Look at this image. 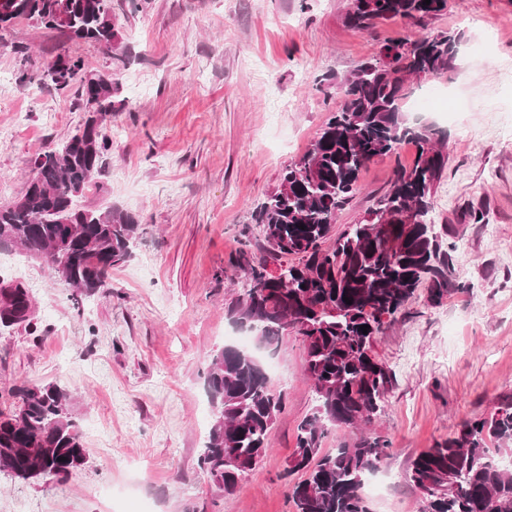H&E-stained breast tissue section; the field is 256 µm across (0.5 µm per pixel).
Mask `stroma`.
<instances>
[{
    "mask_svg": "<svg viewBox=\"0 0 512 512\" xmlns=\"http://www.w3.org/2000/svg\"><path fill=\"white\" fill-rule=\"evenodd\" d=\"M348 3L145 0L132 16L125 0H112L121 67L100 45L32 21L0 31V129L13 131L0 141V205L22 196L32 156L87 117L75 90L46 85L28 95L19 68L79 55L119 76L105 122L112 148L78 204L140 222L131 257L90 295L0 245V281L24 282L34 304L31 325L0 326V410L12 409L15 387L60 384L86 451L62 483L0 474V512H293L281 474L298 424L317 405L295 333L268 359L285 398L271 453L229 495L199 466L212 422L206 368L232 330L228 304L248 286L229 260L242 248L260 251L256 206L316 138L337 85L399 32L461 37L454 69L413 81L407 93L447 92L448 116L436 125L448 164L432 217L457 229L451 257L464 290L433 306L418 289L376 340L395 384L371 428L390 444L392 472L389 489L368 495L373 512H420L411 460L512 391V137L502 131L512 109L503 78L512 69V0H448L426 27L396 21L370 32L345 26ZM414 155L405 144L372 162L337 229L356 223Z\"/></svg>",
    "mask_w": 512,
    "mask_h": 512,
    "instance_id": "35a3bbf8",
    "label": "stroma"
}]
</instances>
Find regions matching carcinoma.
I'll use <instances>...</instances> for the list:
<instances>
[{"label": "carcinoma", "instance_id": "1", "mask_svg": "<svg viewBox=\"0 0 512 512\" xmlns=\"http://www.w3.org/2000/svg\"><path fill=\"white\" fill-rule=\"evenodd\" d=\"M448 0H353L344 15L350 28L370 31L401 20L425 26ZM31 20L115 51L112 0H0V24ZM460 36L439 31L412 40L387 38L378 55L336 87V108L308 150L284 170L278 188L257 207L264 253L239 250L232 267L249 287L227 306L238 331L272 351L290 323L305 348L306 377L317 397L315 411L297 426L295 449L284 470L295 512H371L362 495L368 476L390 456L389 443L362 432L385 412L392 370L374 352L386 320L406 307L420 287L441 304L462 290L451 274L443 238L451 224H434V189L448 162L447 144L435 124H410L400 102L410 82L455 67ZM410 47L406 56L400 49ZM25 85L77 87L83 103L94 101L97 131L74 134L39 153L24 194L0 206V243L41 258L56 278L91 294L132 253L140 224L109 209L85 210L75 202L94 183L111 143L105 121L112 114L115 73L91 70L81 56L46 69L41 77L23 68ZM416 148L411 163L394 172L388 191L333 245L336 214L358 188L371 162ZM293 258L268 269L270 261ZM348 297V304L343 297ZM368 325V333L360 326ZM205 388L213 422L200 465L231 494L243 475L268 454V435L284 397L274 392L262 358L232 345L212 356ZM14 409L0 411V473L29 482L64 481L84 464L82 432L68 408L69 394L55 383L13 390ZM332 427L360 434L333 452L322 451ZM512 393L500 395L487 417L461 423L448 438L419 453L408 479L420 489V512H512Z\"/></svg>", "mask_w": 512, "mask_h": 512}]
</instances>
